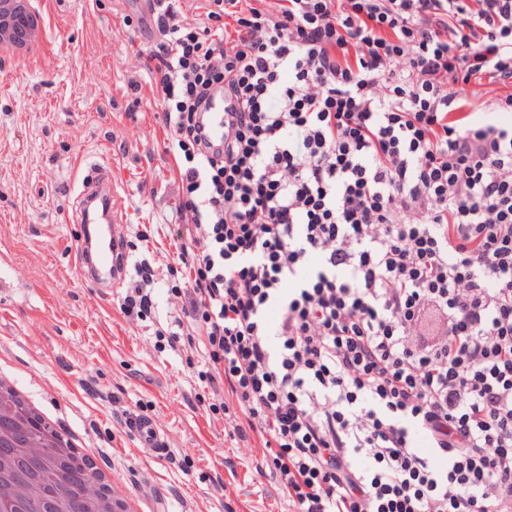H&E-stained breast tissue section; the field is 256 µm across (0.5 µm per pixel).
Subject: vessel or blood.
<instances>
[{
	"mask_svg": "<svg viewBox=\"0 0 512 512\" xmlns=\"http://www.w3.org/2000/svg\"><path fill=\"white\" fill-rule=\"evenodd\" d=\"M227 109L223 87L213 88L207 106L201 111L200 123L206 139L216 149L224 145V114ZM77 196L82 205V237L76 249L75 267L85 282L97 287L102 296L108 298L112 296L114 286L124 281L127 272V257L119 241L108 239L99 246L94 243L96 215H103L105 223L109 224L119 214L111 167L99 166L91 174L81 176ZM134 433L143 453L154 456L164 452L165 439L151 418L139 417Z\"/></svg>",
	"mask_w": 512,
	"mask_h": 512,
	"instance_id": "1",
	"label": "vessel or blood"
}]
</instances>
